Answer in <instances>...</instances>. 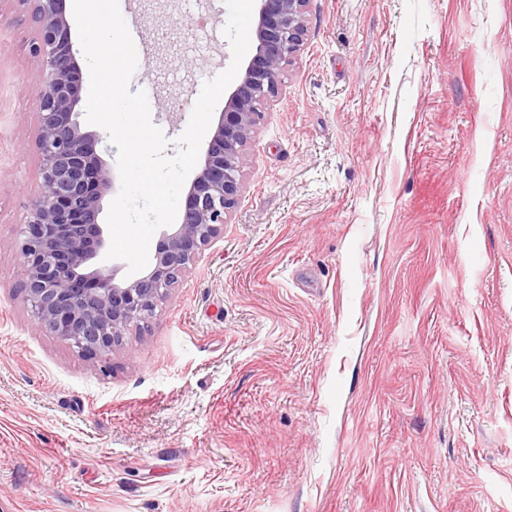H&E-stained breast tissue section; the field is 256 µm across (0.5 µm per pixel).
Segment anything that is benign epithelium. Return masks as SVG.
Listing matches in <instances>:
<instances>
[{"label":"benign epithelium","mask_w":512,"mask_h":512,"mask_svg":"<svg viewBox=\"0 0 512 512\" xmlns=\"http://www.w3.org/2000/svg\"><path fill=\"white\" fill-rule=\"evenodd\" d=\"M40 66L38 174L19 229L14 288L34 324L91 362L108 358L130 331L147 326L172 288L214 241L238 203L248 145L264 107L282 90L286 67L307 35L310 0H259L248 63L228 95L186 194L179 222L161 233L151 265L117 280L99 262L108 242L98 224L114 175L95 152L100 135L79 121L78 68L63 0H21Z\"/></svg>","instance_id":"benign-epithelium-1"}]
</instances>
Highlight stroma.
<instances>
[{"label":"stroma","mask_w":512,"mask_h":512,"mask_svg":"<svg viewBox=\"0 0 512 512\" xmlns=\"http://www.w3.org/2000/svg\"><path fill=\"white\" fill-rule=\"evenodd\" d=\"M168 140L225 0H119ZM0 0V512H512V0H310L223 238L91 365L11 280L41 74Z\"/></svg>","instance_id":"35a3bbf8"}]
</instances>
